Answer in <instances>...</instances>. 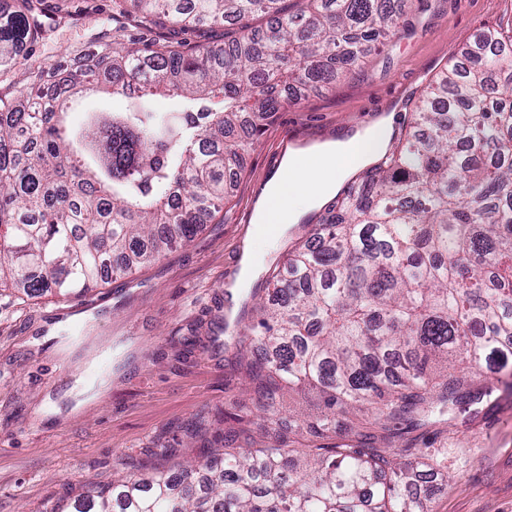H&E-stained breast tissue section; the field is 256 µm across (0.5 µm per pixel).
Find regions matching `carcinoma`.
<instances>
[{
    "label": "carcinoma",
    "instance_id": "obj_1",
    "mask_svg": "<svg viewBox=\"0 0 512 512\" xmlns=\"http://www.w3.org/2000/svg\"><path fill=\"white\" fill-rule=\"evenodd\" d=\"M304 2L112 0V18L146 27L273 22L220 49L96 53L49 86L43 67L8 79L45 37L43 0L0 12V292L69 301L191 243L267 121L347 77L408 0ZM84 93L130 106L72 130L65 116ZM157 96L181 110L155 117ZM341 195L231 337L256 431L226 414L224 445L196 464L82 484L54 512H432V489L412 486L437 469L396 447L400 428L481 402L488 373L512 370V30H480L428 85L405 142ZM286 388L314 411L282 428ZM349 412L370 426L338 432ZM305 433L334 443L295 447Z\"/></svg>",
    "mask_w": 512,
    "mask_h": 512
}]
</instances>
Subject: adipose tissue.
Masks as SVG:
<instances>
[{
  "mask_svg": "<svg viewBox=\"0 0 512 512\" xmlns=\"http://www.w3.org/2000/svg\"><path fill=\"white\" fill-rule=\"evenodd\" d=\"M391 133L390 122L383 119L317 148L288 152L262 188L253 217L255 233H264L273 224L282 234L298 224L335 193L354 169L384 151Z\"/></svg>",
  "mask_w": 512,
  "mask_h": 512,
  "instance_id": "adipose-tissue-1",
  "label": "adipose tissue"
}]
</instances>
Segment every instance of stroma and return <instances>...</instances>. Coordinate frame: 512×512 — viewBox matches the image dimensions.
<instances>
[{"label":"stroma","instance_id":"stroma-1","mask_svg":"<svg viewBox=\"0 0 512 512\" xmlns=\"http://www.w3.org/2000/svg\"><path fill=\"white\" fill-rule=\"evenodd\" d=\"M49 20L70 17L52 43L28 46L22 65L82 66L90 34L112 0H45ZM512 24V0H411L394 33L378 38L352 75L276 112L230 197L187 246L130 274L108 275L82 302L0 297V512H52L69 485L108 483L180 458L224 434V414L245 399L224 342L240 306L228 287L250 239L249 215L287 150L337 139L391 118L410 123L428 83L459 58L477 30ZM307 234L269 248L265 264ZM399 445L428 453L445 478L433 512H512V388L403 431Z\"/></svg>","mask_w":512,"mask_h":512}]
</instances>
